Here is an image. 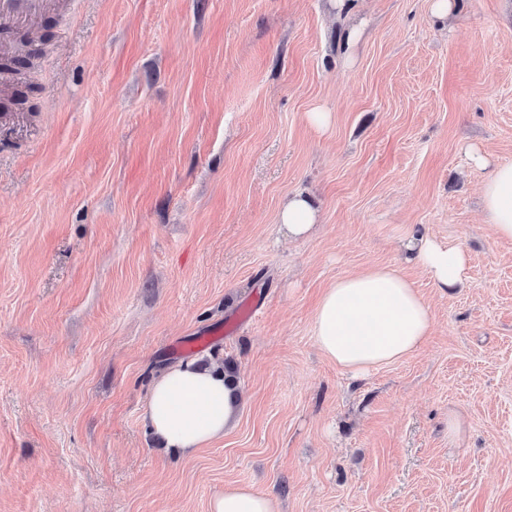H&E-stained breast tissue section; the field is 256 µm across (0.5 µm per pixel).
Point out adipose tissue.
Segmentation results:
<instances>
[{
    "instance_id": "ef3b65f1",
    "label": "adipose tissue",
    "mask_w": 512,
    "mask_h": 512,
    "mask_svg": "<svg viewBox=\"0 0 512 512\" xmlns=\"http://www.w3.org/2000/svg\"><path fill=\"white\" fill-rule=\"evenodd\" d=\"M486 169L481 185L485 220L495 236L512 242V161L475 149ZM278 222L289 238L312 232L318 216L307 198L295 194L282 205ZM402 247L428 272L437 287L463 282L468 253L459 244L411 236ZM432 317L424 297L396 269L375 267L338 278L322 294L314 313V337L321 354L359 376L402 360L422 343ZM237 399L220 366L190 358L159 372L151 381L144 423L164 447L189 454L223 438ZM209 512H279L276 499L248 485L229 484L209 503Z\"/></svg>"
}]
</instances>
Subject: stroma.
Wrapping results in <instances>:
<instances>
[{
  "label": "stroma",
  "instance_id": "35a3bbf8",
  "mask_svg": "<svg viewBox=\"0 0 512 512\" xmlns=\"http://www.w3.org/2000/svg\"><path fill=\"white\" fill-rule=\"evenodd\" d=\"M50 2L0 86V512H208L228 484L281 512H512V242L468 155L512 161V0ZM297 192L319 222L291 240ZM412 234L463 246L466 282L436 288ZM383 266L432 328L355 377L315 304ZM192 356L234 365L240 408L183 456L143 411Z\"/></svg>",
  "mask_w": 512,
  "mask_h": 512
}]
</instances>
